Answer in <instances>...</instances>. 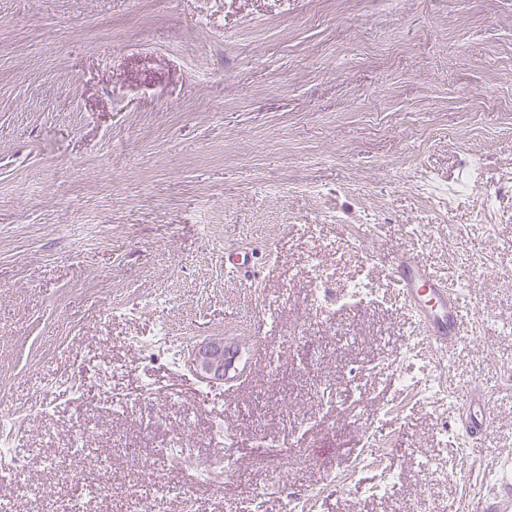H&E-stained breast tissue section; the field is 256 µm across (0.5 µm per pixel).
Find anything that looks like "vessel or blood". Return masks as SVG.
Instances as JSON below:
<instances>
[{
    "instance_id": "1",
    "label": "vessel or blood",
    "mask_w": 512,
    "mask_h": 512,
    "mask_svg": "<svg viewBox=\"0 0 512 512\" xmlns=\"http://www.w3.org/2000/svg\"><path fill=\"white\" fill-rule=\"evenodd\" d=\"M390 282L413 312L422 340L433 354L446 357L463 339L466 325L460 294L437 278L422 262L410 256L393 259ZM460 424L468 444H485L490 427L489 404L481 386L466 388L461 402ZM479 512H512V483L492 486L479 502Z\"/></svg>"
}]
</instances>
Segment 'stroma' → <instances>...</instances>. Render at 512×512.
Masks as SVG:
<instances>
[{"label":"stroma","mask_w":512,"mask_h":512,"mask_svg":"<svg viewBox=\"0 0 512 512\" xmlns=\"http://www.w3.org/2000/svg\"><path fill=\"white\" fill-rule=\"evenodd\" d=\"M244 249L249 278L224 265ZM389 254L469 312L471 453L401 385L430 363ZM163 327L238 338L246 376L141 346ZM510 355L512 0H0V417L37 488L0 465L12 512H473L512 463ZM464 387L459 423L469 439V446L482 447L490 427L489 404L481 385Z\"/></svg>","instance_id":"obj_1"}]
</instances>
